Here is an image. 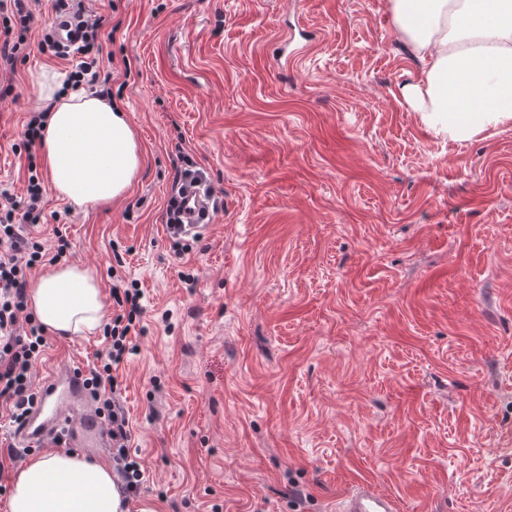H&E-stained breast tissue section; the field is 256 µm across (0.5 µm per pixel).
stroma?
<instances>
[{
    "label": "stroma",
    "instance_id": "1",
    "mask_svg": "<svg viewBox=\"0 0 512 512\" xmlns=\"http://www.w3.org/2000/svg\"><path fill=\"white\" fill-rule=\"evenodd\" d=\"M29 0L0 66V183L27 187L31 71L71 73ZM111 32L112 103L142 167L109 205L47 195V254L136 283L119 367L139 497L160 512H336L369 482L399 512H512V127L458 144L403 99L423 60L387 0H82ZM190 153L218 208L176 256L166 203ZM34 379L89 370L104 331L48 335ZM32 447L0 407V452Z\"/></svg>",
    "mask_w": 512,
    "mask_h": 512
}]
</instances>
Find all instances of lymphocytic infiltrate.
<instances>
[{"instance_id":"f902f5d3","label":"lymphocytic infiltrate","mask_w":512,"mask_h":512,"mask_svg":"<svg viewBox=\"0 0 512 512\" xmlns=\"http://www.w3.org/2000/svg\"><path fill=\"white\" fill-rule=\"evenodd\" d=\"M79 49L85 56L76 70L74 83L97 84L100 72L97 60L102 52L98 20L80 19ZM44 216L43 188L37 177H29L27 193L17 196L0 187V402L9 407L14 423H23L37 399L33 385L34 362L47 338L41 326H23L20 317L28 306L29 283L26 271L44 259L37 241L24 234L26 224L40 223ZM139 289L114 284V312L106 327L107 351L99 366L89 370L84 384L99 404V413L108 426L112 464L125 498L138 496L143 483L140 463L130 453L131 431L118 393L120 383L113 366L125 356L136 353L131 332L139 325L145 307Z\"/></svg>"}]
</instances>
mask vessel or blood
I'll return each mask as SVG.
<instances>
[{"instance_id": "1", "label": "vessel or blood", "mask_w": 512, "mask_h": 512, "mask_svg": "<svg viewBox=\"0 0 512 512\" xmlns=\"http://www.w3.org/2000/svg\"><path fill=\"white\" fill-rule=\"evenodd\" d=\"M188 210L183 232L199 229L201 215L207 209L204 194L189 192ZM87 392L80 371L68 369L49 373L19 435L24 440L41 444L53 439L58 430H65L69 446L95 448L101 442V418L95 411L86 409ZM338 512H396L393 499L367 484L355 485L338 500Z\"/></svg>"}]
</instances>
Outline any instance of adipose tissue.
Instances as JSON below:
<instances>
[{
    "mask_svg": "<svg viewBox=\"0 0 512 512\" xmlns=\"http://www.w3.org/2000/svg\"><path fill=\"white\" fill-rule=\"evenodd\" d=\"M398 35L425 62L402 95L434 136L467 143L512 126V0H388ZM30 82L51 108L39 143L53 195L78 207L123 198L142 165L123 112L93 92H67L65 75L41 68ZM29 305L46 330L87 336L105 318L95 273L66 264L45 271ZM110 466L71 450L29 457L13 474L7 512H127Z\"/></svg>",
    "mask_w": 512,
    "mask_h": 512,
    "instance_id": "ef3b65f1",
    "label": "adipose tissue"
}]
</instances>
